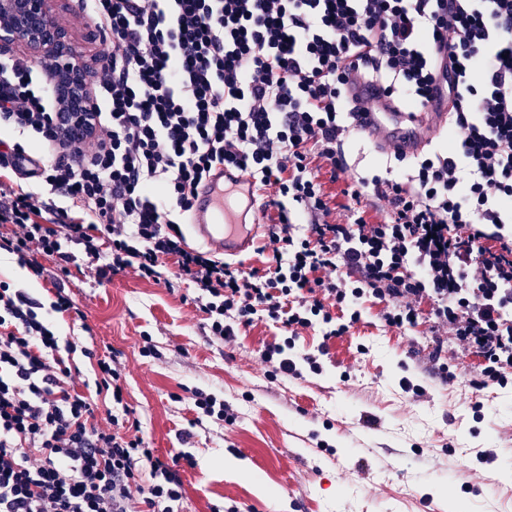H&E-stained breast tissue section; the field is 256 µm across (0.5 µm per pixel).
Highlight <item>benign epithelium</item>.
I'll return each mask as SVG.
<instances>
[{
    "instance_id": "7a95c632",
    "label": "benign epithelium",
    "mask_w": 512,
    "mask_h": 512,
    "mask_svg": "<svg viewBox=\"0 0 512 512\" xmlns=\"http://www.w3.org/2000/svg\"><path fill=\"white\" fill-rule=\"evenodd\" d=\"M52 0H0V51L20 47L26 56L45 62L57 104V129L72 141L89 133L91 93L84 64L68 32L51 12Z\"/></svg>"
}]
</instances>
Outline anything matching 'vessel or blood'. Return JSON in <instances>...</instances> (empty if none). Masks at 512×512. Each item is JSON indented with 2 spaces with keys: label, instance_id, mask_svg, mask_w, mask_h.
<instances>
[{
  "label": "vessel or blood",
  "instance_id": "b4317fda",
  "mask_svg": "<svg viewBox=\"0 0 512 512\" xmlns=\"http://www.w3.org/2000/svg\"><path fill=\"white\" fill-rule=\"evenodd\" d=\"M433 87L432 100L417 110L358 86L349 88V98L360 109L358 128L376 152L419 154L447 128L448 91L442 77H435ZM264 209L252 178L238 169L219 167L198 190L190 240L229 259L247 258L265 231Z\"/></svg>",
  "mask_w": 512,
  "mask_h": 512
}]
</instances>
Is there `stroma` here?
Instances as JSON below:
<instances>
[{
    "label": "stroma",
    "instance_id": "obj_1",
    "mask_svg": "<svg viewBox=\"0 0 512 512\" xmlns=\"http://www.w3.org/2000/svg\"><path fill=\"white\" fill-rule=\"evenodd\" d=\"M54 17L64 20L93 74L109 41L74 0H55ZM344 149L347 171L325 184L334 203L355 176L386 168L361 136ZM0 280L42 303L86 381L95 379L89 354L116 352L126 380L114 413L130 409L159 454L193 459L181 469L185 512H512V385L472 389L482 362L449 329L432 335L426 319L406 333L390 329L380 304L362 302L347 335L326 340L314 328L296 339L297 360L326 347L320 372L275 378L262 350L284 341L277 324L254 321L230 344L207 336L187 280L157 284L125 271L99 284L90 272L72 270L68 286L86 315L82 323L53 312L42 278L16 257H0ZM148 342L154 351L146 356ZM436 349L450 379L430 372ZM406 379L412 390L403 388ZM197 390L224 400L235 423L195 424ZM228 456L246 460L249 473L227 471ZM260 483L266 493L257 492Z\"/></svg>",
    "mask_w": 512,
    "mask_h": 512
}]
</instances>
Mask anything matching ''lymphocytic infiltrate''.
<instances>
[{
  "label": "lymphocytic infiltrate",
  "mask_w": 512,
  "mask_h": 512,
  "mask_svg": "<svg viewBox=\"0 0 512 512\" xmlns=\"http://www.w3.org/2000/svg\"><path fill=\"white\" fill-rule=\"evenodd\" d=\"M112 52L97 73L89 144L55 132L38 67L0 58V126L54 146L51 158L0 141V252L48 275L54 312L85 314L63 275L78 256L97 283L173 267L200 291L211 336L234 341L267 318L324 339L382 303L385 327L423 315L481 358V390L512 371V0H80ZM447 152L403 177H360L332 210L311 158L346 168L349 86L376 82L400 103L430 96L440 55ZM249 173L265 200V269L190 248L188 214L214 165ZM165 204L155 200L156 188ZM385 213L369 221L368 211ZM76 245L63 250L62 241ZM59 339L33 301L0 282V512H182L181 455L162 459L119 418L97 420Z\"/></svg>",
  "instance_id": "f902f5d3"
}]
</instances>
